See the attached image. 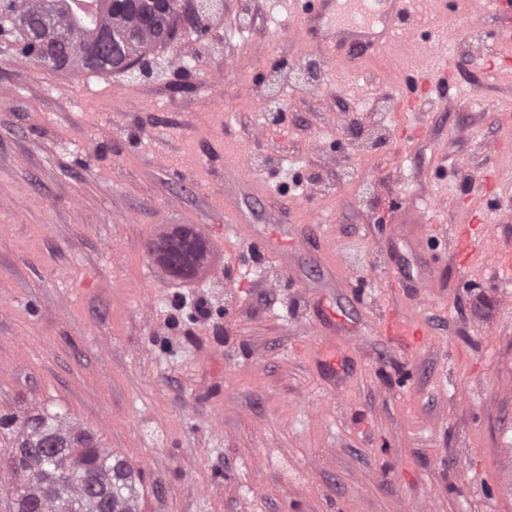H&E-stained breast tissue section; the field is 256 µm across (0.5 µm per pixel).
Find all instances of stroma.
<instances>
[{
	"label": "stroma",
	"instance_id": "obj_1",
	"mask_svg": "<svg viewBox=\"0 0 512 512\" xmlns=\"http://www.w3.org/2000/svg\"><path fill=\"white\" fill-rule=\"evenodd\" d=\"M303 6L224 0L136 81L0 37V409L96 433L139 469L138 512H512V285L491 275L512 249V67L485 64L512 44L489 0H447L449 89L419 79L411 111L434 13L342 75ZM228 198L261 231L329 226L348 292L321 287L317 251L252 261ZM474 200L490 240L467 260L450 238ZM182 225L207 252L174 280L145 244ZM331 307L332 368L310 332ZM410 311L420 348L385 329Z\"/></svg>",
	"mask_w": 512,
	"mask_h": 512
}]
</instances>
